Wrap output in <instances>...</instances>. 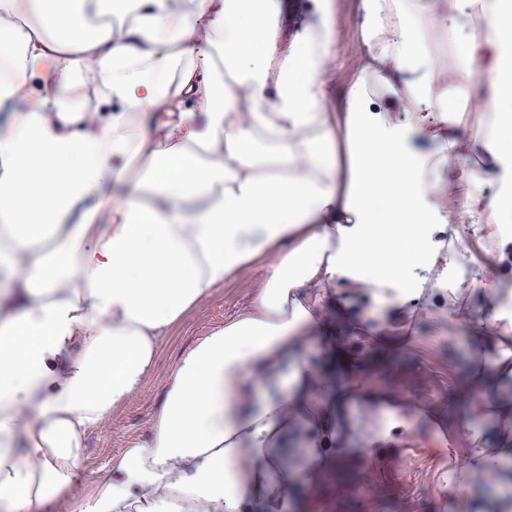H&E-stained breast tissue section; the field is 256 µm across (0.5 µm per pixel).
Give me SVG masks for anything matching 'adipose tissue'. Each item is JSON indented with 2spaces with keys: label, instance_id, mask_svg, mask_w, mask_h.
Returning a JSON list of instances; mask_svg holds the SVG:
<instances>
[{
  "label": "adipose tissue",
  "instance_id": "adipose-tissue-1",
  "mask_svg": "<svg viewBox=\"0 0 512 512\" xmlns=\"http://www.w3.org/2000/svg\"><path fill=\"white\" fill-rule=\"evenodd\" d=\"M311 4L285 47L287 0H0V512L80 483L167 329L262 254L252 306L183 353L148 439L72 512H289V438L315 470L347 427L349 388L298 354L317 331L337 354L344 290L386 326L423 298L467 320L445 232L512 217L485 188L512 173V0H361L333 112L331 2Z\"/></svg>",
  "mask_w": 512,
  "mask_h": 512
}]
</instances>
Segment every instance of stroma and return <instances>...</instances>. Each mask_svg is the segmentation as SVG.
<instances>
[{
	"label": "stroma",
	"instance_id": "1",
	"mask_svg": "<svg viewBox=\"0 0 512 512\" xmlns=\"http://www.w3.org/2000/svg\"><path fill=\"white\" fill-rule=\"evenodd\" d=\"M332 2L335 60L326 81L342 87L360 63V0ZM273 261V256H266L227 279L168 328L136 390L88 431L80 459L83 481L55 495L48 512H71L74 501L92 497L100 483L111 479L113 465L148 439L152 417L182 353L250 307ZM459 274L473 290L468 321L420 315L405 326L384 329L383 340L360 336L361 351L347 355L351 373L338 376L339 382L353 388L366 380H381L388 394L407 404L422 401L428 382H437L440 406L433 415L455 431L453 445L429 447V434L416 421L410 427L415 447L409 453L395 459H364L361 450L377 433L378 425L367 421L363 399H349L346 416L357 433L330 451L318 476L309 473L304 447L292 449L298 485L293 512H454L452 468L468 462L471 451L463 429L482 436L489 448L497 447L500 434L499 416L475 415V396L460 378L473 369L487 338L512 336L511 323L492 320L485 312L492 300L512 297V270L504 269L499 244L469 239Z\"/></svg>",
	"mask_w": 512,
	"mask_h": 512
}]
</instances>
